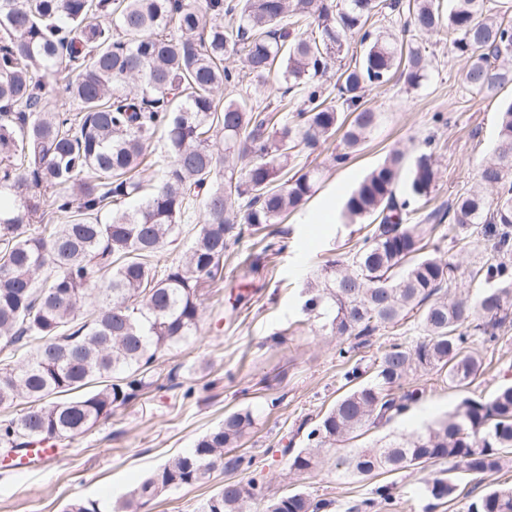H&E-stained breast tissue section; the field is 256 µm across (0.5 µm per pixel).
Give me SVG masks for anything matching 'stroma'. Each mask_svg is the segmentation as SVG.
I'll return each instance as SVG.
<instances>
[{
	"label": "stroma",
	"mask_w": 512,
	"mask_h": 512,
	"mask_svg": "<svg viewBox=\"0 0 512 512\" xmlns=\"http://www.w3.org/2000/svg\"><path fill=\"white\" fill-rule=\"evenodd\" d=\"M417 42L432 59L427 80L415 89L397 81L366 89L364 102L379 112L380 121L347 163L331 160L332 152L342 147L337 136L299 153L295 168L316 167L322 177L301 209L268 226L272 251L261 253L250 235L232 246L220 279L201 300L196 335L161 356L150 385L136 400L60 447L48 466L0 467V512H62L75 500H117L169 457L191 448L223 421L225 412L239 409L255 418L239 451L252 459L249 476L266 482L270 491H302L327 500V512H350L352 505L373 497L378 485L388 484L395 501L377 505L375 512H466L469 499L486 488L467 475L459 476L455 499L435 501L426 497L427 472L418 467L360 479L339 476L328 460L311 474L288 472L285 465L287 452L307 447L309 431L343 393L344 374L351 365H372L385 345L412 346L421 337L410 319L375 335L370 346L353 349L351 359L338 357V349L350 347V339L322 330L304 304L308 285L321 268L348 257L361 233L358 225L339 219L310 223V213L332 199L345 202L392 151H402L406 168H413L429 138L437 144L438 169L430 206L447 210L476 182L492 155L496 114L512 100L511 85L488 97L463 84L465 60L449 50L447 41L421 36ZM432 243L456 264L457 287L478 291L469 272L494 261L492 242L462 248L452 243L443 224ZM476 349L486 370L469 394L487 398L512 379V323L498 342L480 343ZM413 384L423 388L422 399L386 430L372 431L371 439L387 430H420L448 416L461 399L459 391L433 373ZM224 479L216 471L196 486L169 489L143 512H197Z\"/></svg>",
	"instance_id": "stroma-1"
}]
</instances>
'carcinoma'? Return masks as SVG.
<instances>
[{
	"instance_id": "obj_1",
	"label": "carcinoma",
	"mask_w": 512,
	"mask_h": 512,
	"mask_svg": "<svg viewBox=\"0 0 512 512\" xmlns=\"http://www.w3.org/2000/svg\"><path fill=\"white\" fill-rule=\"evenodd\" d=\"M413 0L405 29L446 35L466 59L463 82L494 95L512 84V0ZM398 0H0V346L16 360L0 365V459L23 457L43 440L71 441L147 386L161 352L197 332L199 297L224 269V254L302 207L316 192L317 168L290 173L295 153L344 129L342 163L365 142L378 115L366 87L398 78L420 86L431 61L366 28ZM229 15L236 21L224 23ZM361 35L362 53L335 61ZM239 65H226L230 58ZM274 71L299 92L293 115L284 99L250 101L217 94ZM340 106L327 103L329 88ZM65 102L53 103L57 90ZM162 164L147 161L157 133ZM404 155L389 154L349 195L342 217L370 227L350 260L321 270L305 307L323 327L363 345L376 332L417 319L422 340L384 347L373 376L350 388L288 458L311 473L336 450V470L363 479L448 463V472L489 478L512 453V383L488 399L463 398L449 416L409 435L353 442L404 414L424 389L398 392L418 372L465 388L484 371L476 339L493 341L512 322V102L498 113V138L475 187L449 212L409 224L437 181L421 155L397 194ZM202 202L192 247L157 270L153 258ZM63 216L45 224V207ZM476 247L496 237L497 259L472 271L475 297L447 296L456 266L425 252L436 226ZM234 411L194 446L166 460L113 506L142 512L162 492L227 479L200 512H323L329 503L299 491L266 493L236 474L251 460L235 452L253 427ZM425 490L452 499L458 484L434 471ZM467 512H512V486H490Z\"/></svg>"
}]
</instances>
